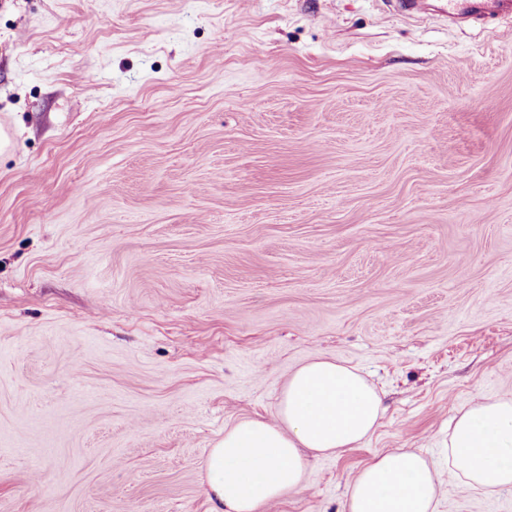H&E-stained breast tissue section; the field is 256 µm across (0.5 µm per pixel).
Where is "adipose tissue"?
Segmentation results:
<instances>
[{"label": "adipose tissue", "mask_w": 512, "mask_h": 512, "mask_svg": "<svg viewBox=\"0 0 512 512\" xmlns=\"http://www.w3.org/2000/svg\"><path fill=\"white\" fill-rule=\"evenodd\" d=\"M383 413L375 388L355 368L317 357L288 377L273 420L225 428L204 464L214 512H261L301 489L304 455L333 456L360 445ZM448 459L474 490L512 487V399L461 410L448 433ZM437 470L421 454L381 453L347 488L345 512H436Z\"/></svg>", "instance_id": "adipose-tissue-1"}]
</instances>
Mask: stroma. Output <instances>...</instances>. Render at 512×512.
<instances>
[{"label":"stroma","mask_w":512,"mask_h":512,"mask_svg":"<svg viewBox=\"0 0 512 512\" xmlns=\"http://www.w3.org/2000/svg\"><path fill=\"white\" fill-rule=\"evenodd\" d=\"M0 512H212L224 428L318 357L384 414L273 512L393 448L437 512L456 413L512 397V26L385 0H0Z\"/></svg>","instance_id":"obj_1"}]
</instances>
